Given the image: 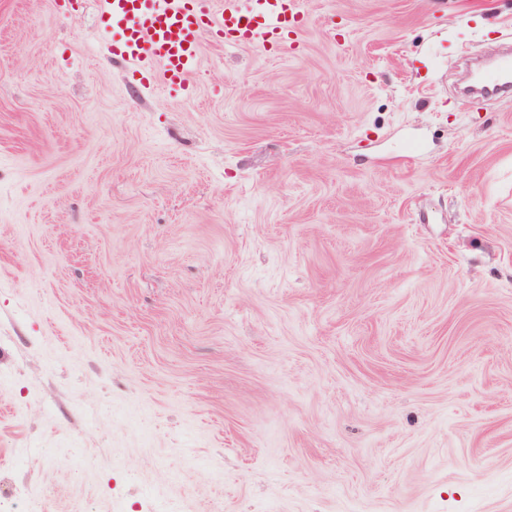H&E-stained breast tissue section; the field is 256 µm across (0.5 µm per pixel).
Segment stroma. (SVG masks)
<instances>
[{"instance_id": "1", "label": "stroma", "mask_w": 512, "mask_h": 512, "mask_svg": "<svg viewBox=\"0 0 512 512\" xmlns=\"http://www.w3.org/2000/svg\"><path fill=\"white\" fill-rule=\"evenodd\" d=\"M195 92L0 0L5 512H512V0H308ZM478 91L473 104L483 105L487 99L507 97L512 94V50H504L478 72Z\"/></svg>"}]
</instances>
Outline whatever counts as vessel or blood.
<instances>
[{"instance_id": "obj_1", "label": "vessel or blood", "mask_w": 512, "mask_h": 512, "mask_svg": "<svg viewBox=\"0 0 512 512\" xmlns=\"http://www.w3.org/2000/svg\"><path fill=\"white\" fill-rule=\"evenodd\" d=\"M100 0L98 33L113 59L146 75L161 69L166 87L191 93L189 78L201 58V37L217 43L287 49L306 17L305 0ZM474 104L512 95V50H504L478 73Z\"/></svg>"}]
</instances>
